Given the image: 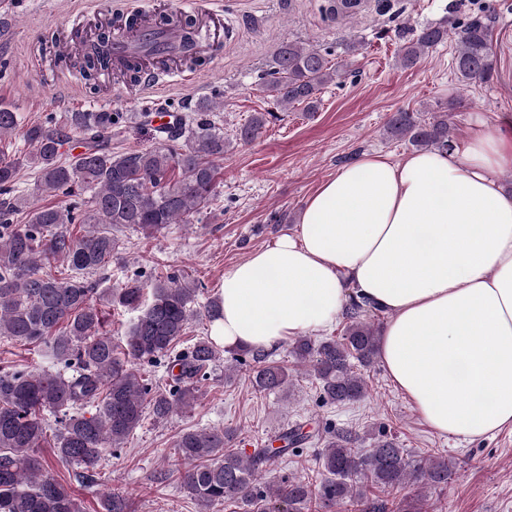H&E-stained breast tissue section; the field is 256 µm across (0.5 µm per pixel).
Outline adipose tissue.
<instances>
[{
    "label": "adipose tissue",
    "mask_w": 512,
    "mask_h": 512,
    "mask_svg": "<svg viewBox=\"0 0 512 512\" xmlns=\"http://www.w3.org/2000/svg\"><path fill=\"white\" fill-rule=\"evenodd\" d=\"M511 169V114L476 121L461 148L344 165L292 233L225 273L212 336L268 350L368 300L387 315L379 359L432 429L512 427Z\"/></svg>",
    "instance_id": "adipose-tissue-1"
}]
</instances>
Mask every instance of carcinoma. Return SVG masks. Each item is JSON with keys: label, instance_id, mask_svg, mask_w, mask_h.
I'll return each instance as SVG.
<instances>
[{"label": "carcinoma", "instance_id": "carcinoma-1", "mask_svg": "<svg viewBox=\"0 0 512 512\" xmlns=\"http://www.w3.org/2000/svg\"><path fill=\"white\" fill-rule=\"evenodd\" d=\"M493 25L492 16L481 15L461 26L454 57L461 82H482L492 75ZM447 39L441 25L423 28L401 46V65H415L426 50ZM105 44L102 38L94 52L79 50L72 67L88 73L94 57L104 55ZM338 76L320 50L288 42L275 54L263 88L285 108L297 103L314 111L321 87ZM115 121L114 113L105 110L66 112L21 130L15 109L0 103V139L19 131L27 146L25 151L0 148V338L37 345L53 362L48 370L0 371V512H83L73 490L43 475L47 461L40 448L50 444L58 461L80 468L86 483H94L105 454L123 447L145 413L163 422L193 407L223 356L207 337L176 349L194 317L202 314L212 321L221 310L218 297L201 312L191 309L202 283L176 275L128 279L114 300L138 316L120 343L105 330L103 312L93 302L97 284L88 275L121 258L124 242L118 233L132 230L150 238L172 224L190 223L191 216L208 208L226 148L222 127L201 112L162 128L163 142L156 147L115 154L109 146ZM266 122V113L254 114L238 128L237 139L253 141ZM387 134L419 149L453 148L446 112L430 121L418 112H396ZM72 139L84 152L67 159L62 148ZM27 164L38 168L33 194L60 201L35 205L28 194L17 192ZM78 225L85 231L75 232ZM375 312L352 298L343 311L346 326L339 339L294 343L295 363L311 368L323 401L347 404L365 396L367 382L358 367L372 365L378 354L376 330L366 321ZM247 354L257 391L290 383L288 366L269 360L266 350ZM158 362L166 376L146 380L139 365ZM235 435L224 427L188 429L176 441L178 454L189 462L179 473L180 484L206 512L226 503L243 512H312L318 500L346 512H389L388 502L369 489L393 491L411 481L444 487L453 476L448 460L413 464L384 434L361 452L349 431L306 432L298 424L276 437L281 446L270 443L251 456L233 447ZM313 439L324 440L325 477L319 484L297 477L282 479L274 489L261 483L275 461ZM102 507L103 512H132L130 500L118 493L104 495Z\"/></svg>", "mask_w": 512, "mask_h": 512}]
</instances>
